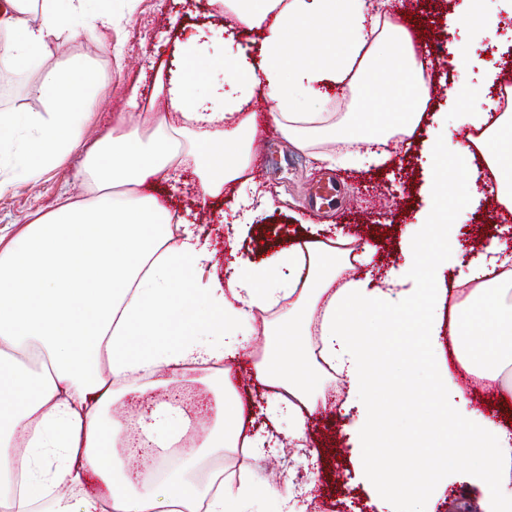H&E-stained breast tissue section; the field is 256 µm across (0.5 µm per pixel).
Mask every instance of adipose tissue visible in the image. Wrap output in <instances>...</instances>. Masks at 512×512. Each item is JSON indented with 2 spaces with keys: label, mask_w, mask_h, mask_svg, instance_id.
<instances>
[{
  "label": "adipose tissue",
  "mask_w": 512,
  "mask_h": 512,
  "mask_svg": "<svg viewBox=\"0 0 512 512\" xmlns=\"http://www.w3.org/2000/svg\"><path fill=\"white\" fill-rule=\"evenodd\" d=\"M26 2L0 0V31L11 35L0 42V62L20 70L41 59L49 40L112 22L106 14L81 17L75 0H42L41 22L32 27ZM224 5L244 27L263 31L258 61L244 52L225 56L227 89L206 96L203 47L193 37L182 42L178 73L155 87L167 111L145 113L137 126L115 130L89 150L92 199L64 203L12 236L0 234V373L12 380L9 391H0V507L38 512L47 499L52 512H234L255 496L254 483L225 481L220 471L194 483L197 460L237 445L250 459L274 455L284 439L303 438L309 417L327 402L317 385L324 363L348 386L344 410L357 412L345 433L371 504L387 512H432V497L446 488L439 463L452 451L475 474L512 481V433L481 411L455 414L452 400L462 390L439 353V336L448 332L468 374L512 395V249L495 242L468 258L454 225L437 217L451 187L467 200L480 198L478 165L494 173L502 190L512 189V114L482 109L496 72L464 87L467 105L457 122L498 149L478 158L467 144L452 148L433 138L432 209L403 233L402 273L355 276L341 234L304 238L261 263L237 256L221 268L197 226L172 225L156 198L137 196L141 184L169 180L190 156L201 200L221 196L250 162L252 103L259 95L271 105L275 128L296 147H310L314 131L338 146L372 145L368 156H354L358 167L385 163L384 143L412 136L430 98L421 65L402 52L403 28L382 18L374 0ZM300 28L331 31L334 43L299 50ZM388 74L396 78L397 124L328 111L329 88L360 91ZM33 90L50 109L0 113V136L33 134L24 154L0 152V167L38 179L75 147L93 84L88 70L74 64L45 72ZM301 93L318 100L320 111L301 110ZM466 264L472 274L446 281L447 270ZM283 302L293 332H319L318 353L285 344L271 321H258ZM373 316L389 328L418 323L414 343L426 353L399 355L398 368L414 376L416 400L436 401L438 409L414 430H403L397 417L382 419L369 395L380 356L363 348L357 334ZM244 323L265 338V353L252 368L266 421L247 434L228 418L234 367L249 342L250 334L239 331ZM178 373L196 374L212 387L207 433L192 458L167 470L168 492L159 493L152 481L131 486L116 450L125 425L113 416L112 402L151 394ZM378 448L402 449V466L378 463ZM88 482L93 491H85ZM187 484L192 492L182 493Z\"/></svg>",
  "instance_id": "adipose-tissue-1"
}]
</instances>
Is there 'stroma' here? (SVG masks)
<instances>
[{
  "label": "stroma",
  "instance_id": "1",
  "mask_svg": "<svg viewBox=\"0 0 512 512\" xmlns=\"http://www.w3.org/2000/svg\"><path fill=\"white\" fill-rule=\"evenodd\" d=\"M460 2L416 0L413 9L398 6L389 12L390 18L405 19L410 33L436 51L435 62L423 71L425 80L435 88L425 110L440 113L449 129L448 144L452 147L465 138L464 133L453 128L454 114L465 103L462 86L475 82L477 70L500 65L502 53L512 48V29L507 27L479 39L470 36L463 47L473 58L474 70L467 74L453 71L448 64L452 50L448 15L456 14L459 25L470 33L477 26L470 15L455 13ZM85 8L91 13L109 14L111 26L97 27L74 39L50 41L40 64L24 72L0 65V110L5 112H46L48 102L31 92V84L39 81L43 71L65 68L75 60L87 64L95 85V102L80 128L79 144L61 166L36 181L28 180L13 167L0 168V180L9 183L0 194L1 229L18 219L53 210L60 198L87 199L82 178L86 148L106 138L118 122L132 127L138 123L140 113L165 111V99L154 94V81L158 69H176L178 45L186 37L200 34L208 38L210 50L204 64L214 77L220 75L226 54L241 49L251 55L258 52L257 44L243 32L235 16L214 0H87ZM134 91L139 94L135 109L128 104ZM389 100L387 91L380 86L358 98L342 91L336 95L335 110L361 112L371 122L385 124L394 117ZM427 147L426 127L421 124L410 144L402 146L386 165L363 169L343 160L333 164L316 160V153L330 148L321 138H314L312 149L302 151L282 135L271 136L262 169L248 167L237 182L239 189L247 190L256 184L269 194L268 202L260 206L254 219L253 235L239 243V255L253 262L267 260L289 240L332 221L365 247L368 263L359 266V273L401 265V234L427 204L422 193L430 176L424 158ZM193 168V161H186L177 186L161 184L151 193L164 200L170 212L202 228L221 261L229 251L224 216L230 213L233 202H197ZM448 220L456 224L460 239L476 241L481 249L495 239L507 237L492 196L475 208L457 195H449ZM415 332V325L410 323L387 333L379 319L370 318L362 324L359 339L365 345L383 349V359L390 364L401 351L410 348ZM441 342L464 393L459 410L479 409L492 414L512 433V399L502 400L498 389L481 388L468 381L451 338L442 336ZM329 405V410L313 415L305 447L293 442L285 444L279 467L268 466L263 457L243 462L240 449L228 448L223 454L200 460L196 465L197 479L216 470L228 478L247 473L260 492L243 504V512H277L278 501L266 494V487L284 489L300 473L313 482L315 500L333 496L337 512H374L365 504L361 485L354 481L338 402L333 399ZM443 467L448 472V495L439 501L437 512H472L495 486L492 477H474L456 454H449Z\"/></svg>",
  "mask_w": 512,
  "mask_h": 512
}]
</instances>
